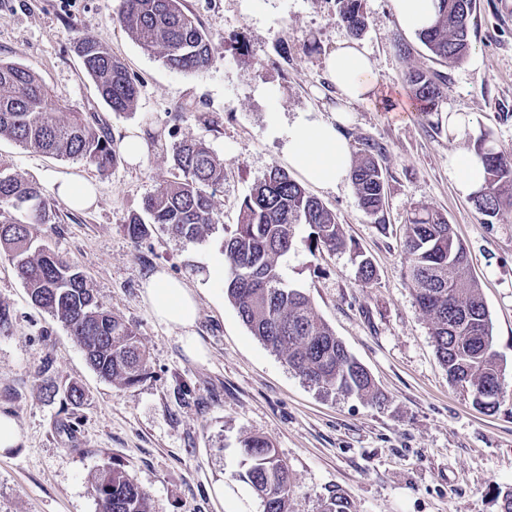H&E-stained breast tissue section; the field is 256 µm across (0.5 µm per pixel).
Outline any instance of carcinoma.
<instances>
[{"mask_svg": "<svg viewBox=\"0 0 512 512\" xmlns=\"http://www.w3.org/2000/svg\"><path fill=\"white\" fill-rule=\"evenodd\" d=\"M340 21L358 37L367 26L363 0H337ZM474 0H440L434 22L418 33L433 58L448 66L463 62L471 50ZM120 27L168 68L201 73L211 64L214 43L183 0H123ZM84 70L117 115L133 110L139 89L124 61L94 40L77 46ZM408 84L415 108L428 116L439 111L446 84L412 70ZM0 137L57 159L79 161L105 172L120 155L110 129L93 125L71 107L55 101L41 79L25 66L0 61ZM485 168L484 187L473 196L482 224L512 221V157L497 151L489 135L477 144ZM382 148L371 147L353 160L350 180L361 208L384 219L387 200ZM174 178L148 196L142 212L125 224L140 241L159 227L169 237L203 242L222 231L221 248L228 273L224 293L242 323L266 348L286 357L308 385L326 393L378 399L363 365L347 350L315 311L310 297L288 283L280 260L303 245L309 251H349L359 281L376 279L372 260L348 240L335 212L275 165L239 205L236 224L224 228L213 198L224 185V160L203 142L182 139L172 145ZM58 210L42 189L0 168V252L13 265L33 306L58 320L80 346L87 364L102 379L127 386L140 381L149 357L135 330L106 309L79 264L55 252L38 235L39 227L58 223ZM308 235H300L301 228ZM406 273L415 300L426 315L437 357L448 381L482 394L472 398L484 412H495L505 398L502 368L493 352V325L471 271L465 244L448 218L417 206L405 224ZM46 394L64 393L65 403L81 405L76 385L59 390L45 383ZM247 468L240 478L261 500L264 512H290L293 491L288 464L270 440L251 435L241 440ZM93 492L100 512H151L149 496L121 470L103 467ZM321 512H350L339 491L322 501Z\"/></svg>", "mask_w": 512, "mask_h": 512, "instance_id": "cac0c4a2", "label": "carcinoma"}]
</instances>
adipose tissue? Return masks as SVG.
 I'll return each instance as SVG.
<instances>
[{
    "instance_id": "ef3b65f1",
    "label": "adipose tissue",
    "mask_w": 512,
    "mask_h": 512,
    "mask_svg": "<svg viewBox=\"0 0 512 512\" xmlns=\"http://www.w3.org/2000/svg\"><path fill=\"white\" fill-rule=\"evenodd\" d=\"M325 70L344 105L325 119L311 112H300L288 123L274 124L273 133L283 141L282 152L293 169L322 189H333L348 177L352 150L339 127L346 121L353 104L379 101L382 97L374 65L363 48L353 40L339 43L327 56ZM452 179L461 195L480 191L485 170L477 149L457 155L451 163ZM143 299L162 323L182 332L185 352L194 357L204 354L196 333L198 302L195 292L164 272L151 275Z\"/></svg>"
}]
</instances>
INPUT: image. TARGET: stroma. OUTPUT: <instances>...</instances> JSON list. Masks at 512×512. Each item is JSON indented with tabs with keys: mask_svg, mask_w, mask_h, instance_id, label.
<instances>
[{
	"mask_svg": "<svg viewBox=\"0 0 512 512\" xmlns=\"http://www.w3.org/2000/svg\"><path fill=\"white\" fill-rule=\"evenodd\" d=\"M214 39L201 73L177 72L141 49L120 27L123 0H0V60L41 78L53 99L107 122L115 143L140 134L146 153L107 173L0 139L10 173L51 193L57 180L97 186L96 205L58 204L59 223L41 228L48 244L77 261L103 304L136 331L149 353V374L132 386L100 378L81 349L35 308L12 264L0 255V305L13 327L0 335V414L17 422L21 442L0 457V512H98V469L125 471L147 492L152 512H263L240 480L239 442L268 438L287 462L294 486L290 512H320L341 491L351 512H499L496 495L512 491V224H482L470 197L450 176L453 155L490 134L512 156V0H475L472 52L447 67L398 22L391 0H364L368 25L360 43L383 87L403 101L400 115L358 105L343 133L352 150L377 143L388 170L384 223L358 204L351 182L315 189L376 268L358 281L349 253L299 247L281 261L319 316L370 372L377 402L324 394L250 334L224 294V255L217 237L183 243L155 230L132 241L124 230L146 196L172 177L171 145L199 139L224 161L214 197L223 223L272 166L287 167L274 117L329 116L337 94L323 61L350 33L335 0H184ZM96 40L128 65L139 87L134 109L115 115L76 52ZM408 55H400L399 46ZM443 75L448 94L422 118L407 108L406 75ZM452 111L469 114L464 133L448 129ZM443 212L469 251L493 321V349L507 395L487 414L451 386L428 320L405 276L404 225L411 209ZM199 289L196 332L207 352L190 357L179 330L159 322L142 298L156 271ZM75 384L80 406L46 396L45 381ZM223 481L216 505L210 490Z\"/></svg>",
	"mask_w": 512,
	"mask_h": 512,
	"instance_id": "35a3bbf8",
	"label": "stroma"
}]
</instances>
